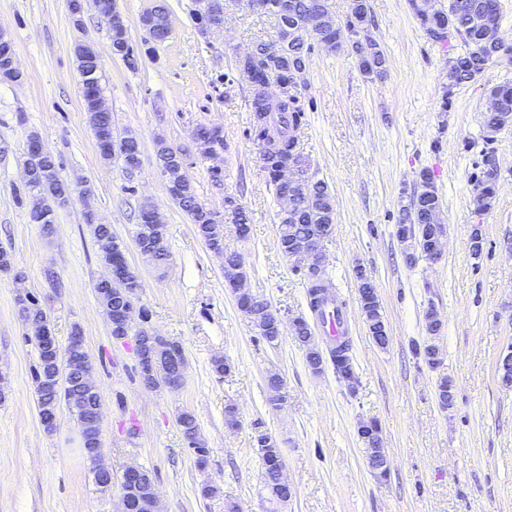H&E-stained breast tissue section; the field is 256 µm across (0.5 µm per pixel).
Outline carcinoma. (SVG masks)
<instances>
[{
	"label": "carcinoma",
	"mask_w": 512,
	"mask_h": 512,
	"mask_svg": "<svg viewBox=\"0 0 512 512\" xmlns=\"http://www.w3.org/2000/svg\"><path fill=\"white\" fill-rule=\"evenodd\" d=\"M277 12L285 22L278 23V35H288V25H293L295 30L303 31L311 17L315 14H328L326 0H274ZM475 8L483 13L486 26L482 29L471 28L467 25L468 12L464 7ZM429 39L442 41L441 31L447 24H452L458 37L467 47V50L457 53L448 59L450 77L445 96L453 94V89L462 84L477 80L486 67V55L473 51V47L482 46L490 42L495 31L500 27L502 18V6L500 0H448V6L435 8L420 13L415 12ZM369 26L371 14L368 0H352L351 12L346 26L353 24ZM340 28L327 29L316 33L318 43L325 48L336 51L342 46L340 40ZM128 45L126 30H112V49L115 54L121 55L128 66L133 67L136 59L133 54L125 49ZM79 62V72L82 75V96L85 110L88 115V123L93 131L98 150L105 160L119 158L123 166H128L129 160L140 154L137 144H129L122 138L114 136L112 127V113L102 112L98 108L100 97L98 72V57L93 50L83 48V51H75ZM14 55L9 41L0 40V80L14 81L19 74L9 68ZM307 53L295 47V53H290L278 62L272 63L262 56H255L249 62L239 68L242 75L251 85L254 91V121L251 135L253 140L261 147V154H266L268 145L275 144L277 151L273 156L277 160L266 165L271 182L275 188H280L278 181V165L299 158L297 132L303 125L304 111L298 104L296 87L291 84L289 72L303 63V57ZM362 71L366 74L380 75L385 70V57L376 43L361 50L359 55ZM275 69L284 85L286 102L275 109L267 107L261 102L262 89L260 85L265 83L266 70ZM490 97L498 102L497 112L486 114L483 117L484 138L487 141L502 130V126L512 124V87L508 85L496 86L490 90ZM25 167L30 176L25 182V192L32 200V209L37 211L35 221L49 230L55 221V212L67 207L71 201L69 186L64 183L58 174L60 162L56 158L39 152L28 151ZM501 169L496 154L492 151H483L481 161L477 162L475 171L471 174V182L474 187L473 204L475 212L481 213L489 210L495 198ZM167 190L173 201L178 204L189 216L194 224L197 234L205 241L212 252L224 257V262L232 264L236 261V253L224 249V221L229 220L233 224L248 223L245 211L228 209L220 214L207 210L198 203L195 189L192 184L183 182L179 178H173L167 183ZM294 190L304 196L299 202L298 211L291 217L279 215L278 246L285 253L292 244L311 234H325L326 228L335 226V207L331 192L325 182L321 180H306L294 185ZM441 199L437 194L433 177L427 170L419 174V190L413 200V207H403L402 213L406 217V225L400 231L408 235V249L412 254V263H417L426 257L429 251L432 235L442 233L441 227L433 230L425 229L429 223V215L434 210L441 209ZM86 224L90 232L100 246L101 259L105 268L104 273L97 279L95 288L99 289L97 298L101 302L105 312L109 314L111 332L114 336L127 335L125 324L115 320L121 314L127 300L134 299L141 283L131 281L127 284L128 297H114L111 288L112 276L120 273L123 259L111 253L103 243V238L110 236L112 225L96 221L93 214L85 215ZM136 237L142 239L140 253L146 260L156 266H160L169 259V250L166 245V229L163 224L151 223V206L144 204L140 210V223L135 231ZM304 280L308 284L307 297L310 308L319 315H324L328 305L335 303L325 289L332 287L327 272L316 278L304 272ZM226 284L237 295V303L244 314L254 323L260 337L269 345L276 346L280 342V329L266 319L265 315L249 309L252 293L246 288L247 274L243 273L237 278H225ZM359 300L364 315L365 324L369 335L373 340L380 339L386 333V326L380 313V303L376 292V286L359 284ZM28 311V319L31 323H37L48 334L52 333L50 318L32 298L25 300ZM295 341L303 347L308 366L315 372L323 369L325 360H330L337 379L351 392L359 386V376L355 370L352 358V343L349 337L341 336L336 339V344L324 350L308 332L309 322L297 317L292 322ZM136 355L138 356L139 376L143 380L150 381L156 387L160 384L168 386L180 385V376L174 370V360L154 363L149 355L147 337L135 336ZM35 346L39 354V367L35 374L36 396L39 411L56 409L60 401H65L81 435L93 439V448L97 453H102L100 438V426L88 419V414L76 408L75 396L78 394L77 379L71 370L67 360L36 342ZM415 352L423 356L426 363L433 369L441 363L440 352L436 346L425 344L415 345ZM177 423L181 429L188 446L197 454V464L205 463L206 449L203 448L200 428L194 415L183 411L178 415ZM381 428L373 420L365 421L358 427V434L365 444V453L368 466L375 471V476L384 479L388 475L386 470H376V462L384 457L381 437ZM255 447L261 455L263 465V483L271 499L283 502L286 499L285 490L288 479L284 476L281 462L280 449L272 435L262 429L261 423H255L253 435ZM145 484L138 495L139 505L135 512H150V503L156 495L155 484L149 472H144Z\"/></svg>",
	"instance_id": "carcinoma-1"
}]
</instances>
